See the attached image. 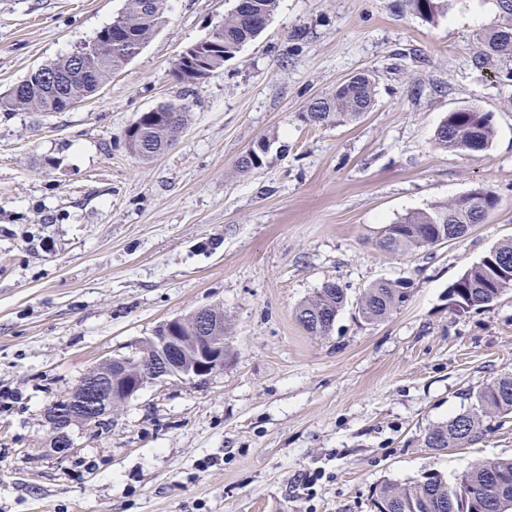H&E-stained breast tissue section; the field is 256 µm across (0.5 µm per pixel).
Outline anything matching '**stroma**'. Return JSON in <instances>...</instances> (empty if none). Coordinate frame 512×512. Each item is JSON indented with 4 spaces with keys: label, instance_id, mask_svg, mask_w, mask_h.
Listing matches in <instances>:
<instances>
[{
    "label": "stroma",
    "instance_id": "stroma-1",
    "mask_svg": "<svg viewBox=\"0 0 512 512\" xmlns=\"http://www.w3.org/2000/svg\"><path fill=\"white\" fill-rule=\"evenodd\" d=\"M125 0H0V95L64 57ZM234 0H167L140 53L62 112H0V512H375L385 481L455 477L512 458V415L437 452L423 436L512 374V290L480 311L448 286L512 239V57L480 67L497 0H449L429 23L397 0H278L223 70L186 90L171 74ZM372 112L314 126L306 104L362 73ZM187 103L175 144L145 161L125 133ZM491 113L488 151L434 133L457 108ZM261 169L235 173L259 138ZM498 204L465 237L387 253L381 229L477 186ZM409 301L370 324L353 306L379 280ZM335 281L350 301L326 336L297 307ZM214 306L224 368L150 384L99 427L50 451L45 413L103 359L129 356L163 321ZM319 473L314 486L305 477Z\"/></svg>",
    "mask_w": 512,
    "mask_h": 512
}]
</instances>
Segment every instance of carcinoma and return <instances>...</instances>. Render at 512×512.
<instances>
[{"label": "carcinoma", "mask_w": 512, "mask_h": 512, "mask_svg": "<svg viewBox=\"0 0 512 512\" xmlns=\"http://www.w3.org/2000/svg\"><path fill=\"white\" fill-rule=\"evenodd\" d=\"M166 0H126L124 10L112 22L86 41L87 66L82 69L71 53L31 71L18 83L22 94L0 96V111L35 109L61 112L71 103L94 96L113 73L120 70L142 48L161 24ZM504 22L484 39L485 58L512 56V0H498ZM277 7V0H235L224 23L216 26L190 52L182 53L172 69L182 84L197 86L224 68V63L255 40L266 28ZM400 8L418 14L429 23L448 12V0H402ZM100 44L112 48L101 52ZM65 77L62 91L52 89L46 77ZM376 83L361 73L349 78L332 93L310 102L304 110L306 122L322 126L359 120L373 110ZM189 107L166 103L142 113L127 130L131 153L148 160L162 153L182 132ZM494 127L491 113L460 109L448 113L438 125L435 143L447 150L471 154L486 151L492 144ZM266 152L250 146L236 161L242 173L259 169ZM498 197L487 187L478 186L449 203L406 214L383 227L380 249L393 253L415 254L444 238L464 237L497 206ZM512 265V240L493 247L479 262L468 267L448 286V307L456 313L478 311L497 301L512 289L502 271ZM410 290V281L380 280L363 290L356 304L360 319L368 323L388 319L406 304L401 290ZM347 304V289L335 281L323 283L310 299L296 310V319L311 335H328ZM472 409L429 428L423 444L436 451L461 448L480 439L486 428L484 419L512 414V374L471 392ZM378 512H512V459L476 461L450 481L437 472H425L412 482H382L375 489Z\"/></svg>", "instance_id": "carcinoma-1"}]
</instances>
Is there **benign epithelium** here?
I'll return each instance as SVG.
<instances>
[{"mask_svg": "<svg viewBox=\"0 0 512 512\" xmlns=\"http://www.w3.org/2000/svg\"><path fill=\"white\" fill-rule=\"evenodd\" d=\"M163 335L146 337L133 356L112 357L90 371L66 404L47 409L51 451L67 454L69 431L92 427L112 416V409L146 385L206 380L224 367V312L202 307L158 325Z\"/></svg>", "mask_w": 512, "mask_h": 512, "instance_id": "obj_1", "label": "benign epithelium"}]
</instances>
